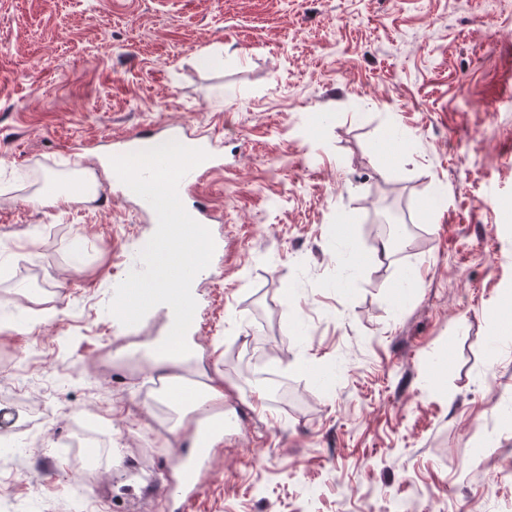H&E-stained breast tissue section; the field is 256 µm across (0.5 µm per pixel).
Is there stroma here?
<instances>
[{
  "instance_id": "35a3bbf8",
  "label": "stroma",
  "mask_w": 512,
  "mask_h": 512,
  "mask_svg": "<svg viewBox=\"0 0 512 512\" xmlns=\"http://www.w3.org/2000/svg\"><path fill=\"white\" fill-rule=\"evenodd\" d=\"M175 123L224 157V267L198 371L159 373L162 317L107 310L153 223L75 156ZM84 168L98 194L33 202ZM390 194L412 243L379 262ZM509 309L512 0H0V496L23 512H170L189 443L141 389L217 375L240 392L188 512H512ZM260 368L287 387L262 414Z\"/></svg>"
}]
</instances>
